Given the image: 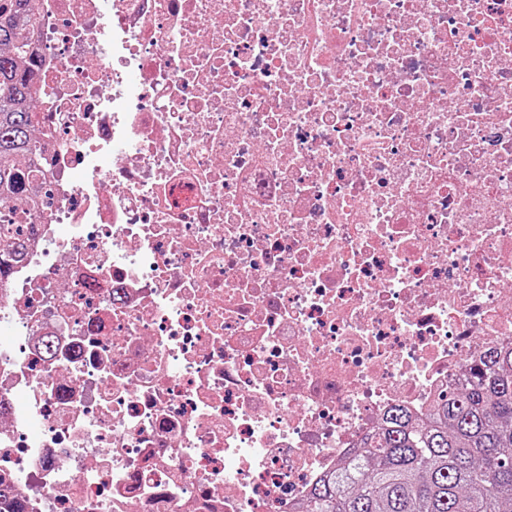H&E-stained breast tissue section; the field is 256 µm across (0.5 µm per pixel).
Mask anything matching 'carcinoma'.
<instances>
[{"mask_svg":"<svg viewBox=\"0 0 512 512\" xmlns=\"http://www.w3.org/2000/svg\"><path fill=\"white\" fill-rule=\"evenodd\" d=\"M30 0H0V203L24 188L14 164L35 150L26 29ZM0 266L24 255L17 225L0 223ZM302 512H512V348L484 354L422 427L403 409L360 440L344 466L311 489Z\"/></svg>","mask_w":512,"mask_h":512,"instance_id":"carcinoma-1","label":"carcinoma"}]
</instances>
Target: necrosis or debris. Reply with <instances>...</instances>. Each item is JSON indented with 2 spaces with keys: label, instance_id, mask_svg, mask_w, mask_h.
<instances>
[{
  "label": "necrosis or debris",
  "instance_id": "4bbe7bcc",
  "mask_svg": "<svg viewBox=\"0 0 512 512\" xmlns=\"http://www.w3.org/2000/svg\"><path fill=\"white\" fill-rule=\"evenodd\" d=\"M32 6L0 512H301L512 344V0Z\"/></svg>",
  "mask_w": 512,
  "mask_h": 512
}]
</instances>
